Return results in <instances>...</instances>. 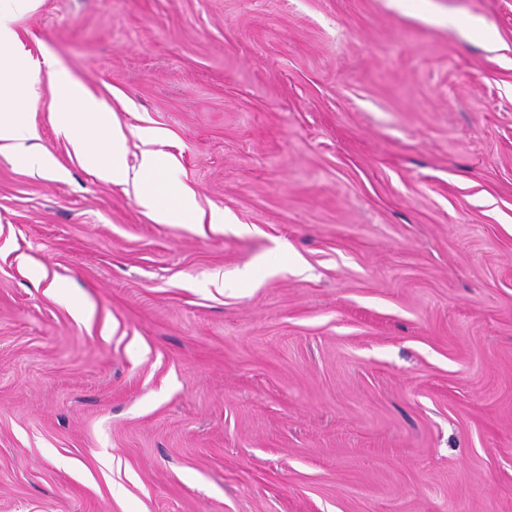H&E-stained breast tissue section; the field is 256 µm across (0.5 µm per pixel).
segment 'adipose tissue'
I'll list each match as a JSON object with an SVG mask.
<instances>
[{"label":"adipose tissue","instance_id":"ef3b65f1","mask_svg":"<svg viewBox=\"0 0 512 512\" xmlns=\"http://www.w3.org/2000/svg\"><path fill=\"white\" fill-rule=\"evenodd\" d=\"M29 0H0V101L13 102L12 110L0 111V146L12 150L29 169L46 173L55 167L47 150L33 148L37 137L28 122L24 104L15 100L18 85L33 88L40 69L9 52L16 40L11 27L13 17L28 7ZM56 81L66 84L67 93L58 104L61 130L83 164L99 179L115 184H130L136 189L138 204L159 224L197 219L193 191L178 184L173 166L158 151L145 152L138 167L126 162V138L111 113L63 73Z\"/></svg>","mask_w":512,"mask_h":512}]
</instances>
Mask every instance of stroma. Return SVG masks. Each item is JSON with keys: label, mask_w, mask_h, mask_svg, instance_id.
<instances>
[{"label": "stroma", "mask_w": 512, "mask_h": 512, "mask_svg": "<svg viewBox=\"0 0 512 512\" xmlns=\"http://www.w3.org/2000/svg\"><path fill=\"white\" fill-rule=\"evenodd\" d=\"M12 28L228 222L98 179L41 76L55 172L0 151V512H512V0H32Z\"/></svg>", "instance_id": "35a3bbf8"}]
</instances>
